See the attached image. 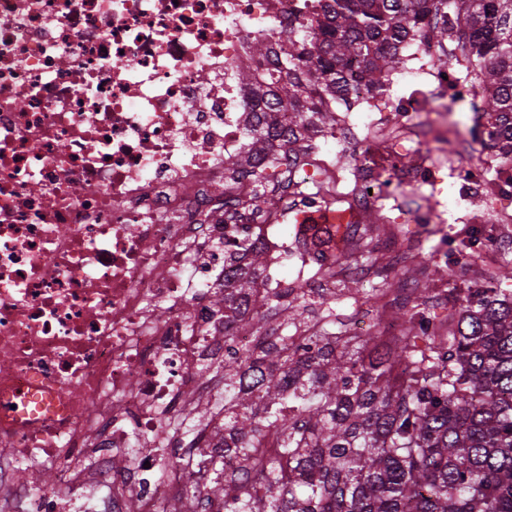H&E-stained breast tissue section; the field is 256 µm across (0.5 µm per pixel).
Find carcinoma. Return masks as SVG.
<instances>
[{"mask_svg":"<svg viewBox=\"0 0 512 512\" xmlns=\"http://www.w3.org/2000/svg\"><path fill=\"white\" fill-rule=\"evenodd\" d=\"M288 47L267 40L272 60L258 109L243 120L247 150L228 162L240 199H264L246 179L276 149L306 155L360 82L378 95L401 63V46L424 33L453 40L478 68L485 120L480 140L512 181V0H321ZM265 248H224V396L183 415H224V455L194 463L210 472L208 494L224 512H512V276L499 270L480 288H453L448 315L426 302L401 306L391 325L361 339L336 329V314L310 310L326 289H260ZM277 319L278 336L247 349Z\"/></svg>","mask_w":512,"mask_h":512,"instance_id":"carcinoma-1","label":"carcinoma"}]
</instances>
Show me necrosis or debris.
<instances>
[{"instance_id":"4bbe7bcc","label":"necrosis or debris","mask_w":512,"mask_h":512,"mask_svg":"<svg viewBox=\"0 0 512 512\" xmlns=\"http://www.w3.org/2000/svg\"><path fill=\"white\" fill-rule=\"evenodd\" d=\"M316 2L0 0V459L56 473L46 489L0 470V494L29 512H65L89 448L110 487L101 512H126L132 495L159 512L141 481L160 468L153 439L193 455L217 448L216 423L191 441L171 424L224 357L212 298L225 240L323 205L327 177L343 170L361 216L436 181V149L416 130L424 101L441 112L479 88L417 34L400 71L414 91L393 103L398 134L380 142L385 177L348 150L376 125L362 112L331 129L335 153L265 160L262 213L240 209L236 190L213 194L246 147L239 74L261 82L271 68L252 43L287 42L289 15ZM119 456L132 470L115 467ZM165 480L171 512H219L204 480Z\"/></svg>"}]
</instances>
